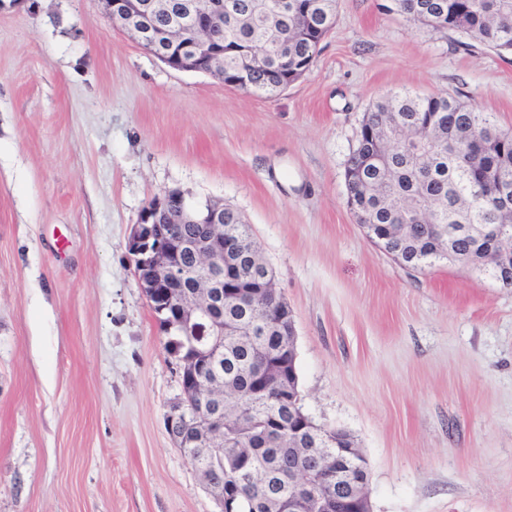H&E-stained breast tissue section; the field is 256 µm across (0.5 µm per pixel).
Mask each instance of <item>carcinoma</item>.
Wrapping results in <instances>:
<instances>
[{
  "mask_svg": "<svg viewBox=\"0 0 512 512\" xmlns=\"http://www.w3.org/2000/svg\"><path fill=\"white\" fill-rule=\"evenodd\" d=\"M399 11L413 22L433 25L444 14V28L467 34L483 45L512 54V0H395ZM193 0H159L151 16L154 27L165 30L176 13L188 10ZM335 0H224V25L213 33L215 47L224 50V75L234 76L244 60L259 55L258 68L248 92L270 95L286 78L283 60L310 68L318 38L334 23ZM486 141L483 157L474 155L470 138ZM495 169L502 183L512 186V136L492 118L447 95L427 97L391 93L373 104L367 123L347 168L360 181L361 211L373 224H403L407 240L402 247L416 252L414 267L437 260L438 246L417 221L427 216L435 224H489V215L505 209L498 198L481 192L483 167ZM224 231L247 250L256 249L249 226L238 212L224 208ZM246 267L224 270V325L242 328L237 336L220 337L219 350L210 354L211 372L223 391L221 399L208 392L176 421L169 434L192 465L205 469L209 483L222 487L240 483L245 497L240 512H280L278 499L288 493L290 471L309 467L299 452L304 435L287 411L269 405L266 373L288 360V337L272 325L265 305L244 306L232 294L252 284ZM202 346L200 336L173 333L167 350L190 355ZM224 405V447L199 448L193 444L194 417L207 416ZM281 421L269 437V447L251 458H240L264 431L263 414Z\"/></svg>",
  "mask_w": 512,
  "mask_h": 512,
  "instance_id": "obj_1",
  "label": "carcinoma"
}]
</instances>
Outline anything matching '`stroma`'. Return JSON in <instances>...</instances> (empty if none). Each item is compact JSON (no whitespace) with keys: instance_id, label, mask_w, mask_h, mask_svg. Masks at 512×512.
<instances>
[{"instance_id":"stroma-1","label":"stroma","mask_w":512,"mask_h":512,"mask_svg":"<svg viewBox=\"0 0 512 512\" xmlns=\"http://www.w3.org/2000/svg\"><path fill=\"white\" fill-rule=\"evenodd\" d=\"M447 94L512 132V55L336 0L313 66L252 95L182 71L100 0H0V512H220L134 224L177 189L237 209L293 312L302 407L353 436L372 512H512V288L371 242L345 167L365 113Z\"/></svg>"}]
</instances>
